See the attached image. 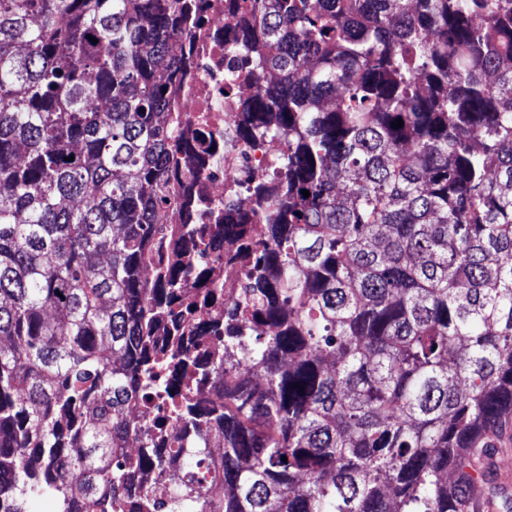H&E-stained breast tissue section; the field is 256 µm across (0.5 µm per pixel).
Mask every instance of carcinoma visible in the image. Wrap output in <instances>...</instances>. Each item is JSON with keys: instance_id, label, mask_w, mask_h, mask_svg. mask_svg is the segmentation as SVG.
Listing matches in <instances>:
<instances>
[{"instance_id": "1", "label": "carcinoma", "mask_w": 512, "mask_h": 512, "mask_svg": "<svg viewBox=\"0 0 512 512\" xmlns=\"http://www.w3.org/2000/svg\"><path fill=\"white\" fill-rule=\"evenodd\" d=\"M229 4L232 139L272 150L199 224V0H0V512H472L512 420V0ZM145 399L198 438L131 455Z\"/></svg>"}]
</instances>
